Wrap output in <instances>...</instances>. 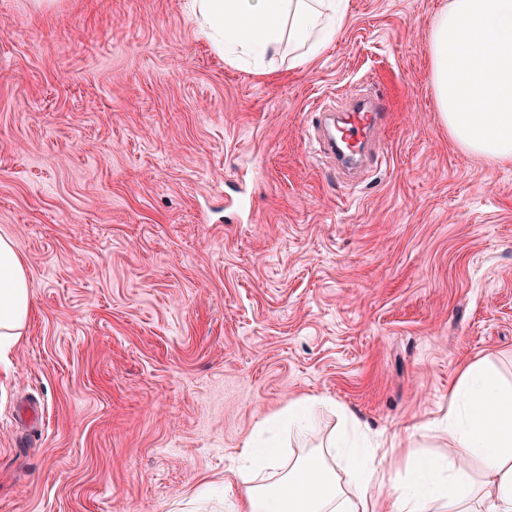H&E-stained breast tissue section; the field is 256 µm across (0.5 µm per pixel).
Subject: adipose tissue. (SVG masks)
I'll return each instance as SVG.
<instances>
[{
  "instance_id": "1",
  "label": "adipose tissue",
  "mask_w": 512,
  "mask_h": 512,
  "mask_svg": "<svg viewBox=\"0 0 512 512\" xmlns=\"http://www.w3.org/2000/svg\"><path fill=\"white\" fill-rule=\"evenodd\" d=\"M338 0H193L217 43L262 57L292 44L307 62L336 34ZM430 83L448 136L488 164L512 161V0H448L429 32ZM31 315L26 264L0 231V346ZM313 397L256 424L232 461L236 512H381L389 451L329 436L324 450L280 461L282 431L305 430ZM448 455L411 457L394 512H512V385L483 361L464 367L440 418Z\"/></svg>"
}]
</instances>
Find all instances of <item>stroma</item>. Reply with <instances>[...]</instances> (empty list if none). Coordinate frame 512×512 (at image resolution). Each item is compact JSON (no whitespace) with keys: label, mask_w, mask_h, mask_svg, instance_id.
Segmentation results:
<instances>
[{"label":"stroma","mask_w":512,"mask_h":512,"mask_svg":"<svg viewBox=\"0 0 512 512\" xmlns=\"http://www.w3.org/2000/svg\"><path fill=\"white\" fill-rule=\"evenodd\" d=\"M448 0H343L295 67L219 53L189 0H0V230L33 310L0 354V512H232L255 425L307 395L398 457H441L465 363L512 382V162L435 108ZM390 95L348 180L314 106Z\"/></svg>","instance_id":"stroma-1"}]
</instances>
